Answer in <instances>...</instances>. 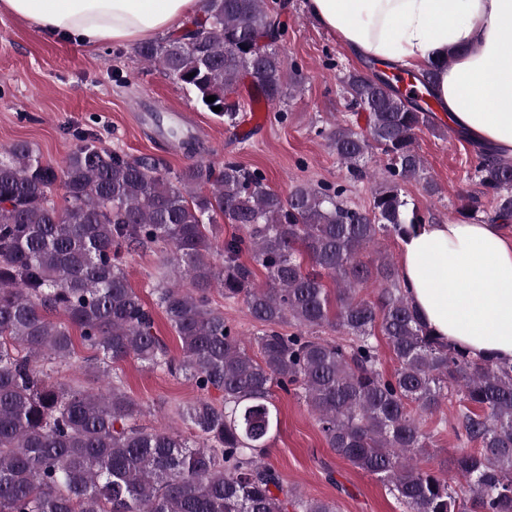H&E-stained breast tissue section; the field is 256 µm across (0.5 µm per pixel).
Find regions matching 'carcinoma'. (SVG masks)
<instances>
[{
  "label": "carcinoma",
  "instance_id": "cac0c4a2",
  "mask_svg": "<svg viewBox=\"0 0 512 512\" xmlns=\"http://www.w3.org/2000/svg\"><path fill=\"white\" fill-rule=\"evenodd\" d=\"M284 32L267 0H200L180 32L133 53L193 87L207 109L221 107L215 116L233 127L239 106L226 93L242 80L256 103L301 91L303 76L279 47ZM409 75L435 97L436 67ZM339 83L346 107L366 121L319 131L345 183H300L286 197L232 160L163 174L160 161L107 150L90 133H79L59 170L27 143L0 148V512H336L263 462L278 429L276 387L303 398L328 447L381 480L403 512H512V365L441 342L410 304L395 260L370 255L380 238L402 240L433 220L402 185L441 193L415 147L437 116L378 71H351ZM375 157L386 160V175L370 207L354 208L346 184L376 181ZM474 178L491 197V219L511 223L512 159L482 152ZM220 218L239 233L224 239L217 262ZM158 245L191 286L169 272L153 285L181 342L177 361L120 261L123 249ZM254 264L268 273L263 285ZM215 286L260 326L259 356L212 305ZM370 286L374 296H360ZM75 328L101 355V390L55 377L56 364L77 358ZM326 331L334 337H321ZM381 339L397 361L391 376ZM130 357L195 382L203 397L183 415L200 442L136 424L141 406L117 373ZM212 390L221 403L206 397ZM444 403L456 405L451 428L465 445L453 483L429 466L426 418Z\"/></svg>",
  "mask_w": 512,
  "mask_h": 512
}]
</instances>
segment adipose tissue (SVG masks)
Segmentation results:
<instances>
[{"instance_id": "adipose-tissue-1", "label": "adipose tissue", "mask_w": 512, "mask_h": 512, "mask_svg": "<svg viewBox=\"0 0 512 512\" xmlns=\"http://www.w3.org/2000/svg\"><path fill=\"white\" fill-rule=\"evenodd\" d=\"M199 0H0V14L95 48L180 31ZM353 55L438 65L449 123L494 157H512V0H306ZM400 277L442 342L512 363V237L501 224L436 219L404 241Z\"/></svg>"}]
</instances>
